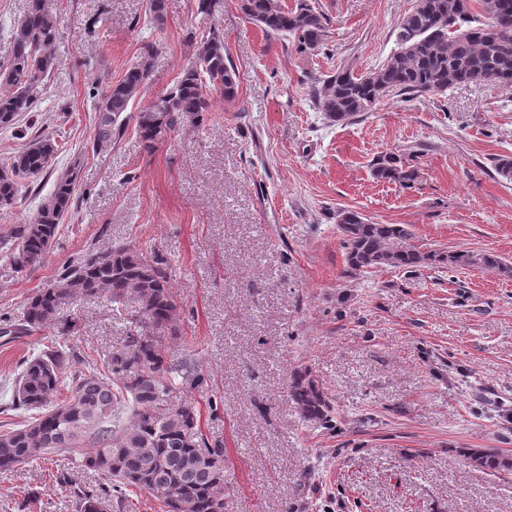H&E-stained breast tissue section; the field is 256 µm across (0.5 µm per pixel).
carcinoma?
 I'll return each mask as SVG.
<instances>
[{
    "label": "carcinoma",
    "instance_id": "1",
    "mask_svg": "<svg viewBox=\"0 0 512 512\" xmlns=\"http://www.w3.org/2000/svg\"><path fill=\"white\" fill-rule=\"evenodd\" d=\"M239 2L248 19L269 35L291 37L300 54L316 50L326 36V18L303 0L291 10L278 0ZM11 38L12 56L6 66L0 65V81L10 88L0 96L4 128L33 111L34 90L57 63L51 48L58 28L43 0H30ZM155 53L156 44H145L138 63L107 85L95 107L93 147L117 143L133 121L151 151L175 132L200 125L214 97L236 100L238 70L225 55L223 33L211 28L197 44L194 64L164 95L163 108L149 104L132 112L148 84ZM461 84L512 86V0H416L397 27L395 50L381 66L363 75L340 70L314 89V99L326 118L343 124L390 95L410 101L445 95ZM57 150L56 138L40 132L0 165V209L8 211L18 203L25 182H36ZM373 175L408 187L418 171L400 156L385 154L374 163ZM78 183L75 166L58 175L33 220L18 225L14 239L0 241V254L16 271L39 264L49 252ZM336 222L353 271L441 264L512 277V264L489 251L422 252L410 244L414 233L406 224L373 223L352 210L338 212ZM78 298L137 304L125 350L87 372L74 370L73 353L57 346L26 359L12 406L34 415L0 425V470L68 453L103 476L94 492L60 475V482L70 486L77 512H102V501L112 497L123 508L130 488L153 495L165 512H224V449L204 437L194 402L164 407L176 378L189 390L206 384L203 373L182 372L156 336L172 328L178 307L167 262L121 243L88 253L79 265L63 269L50 287L26 299L24 323L13 332L30 334L56 321L65 334L76 330L60 314ZM288 389L304 419L327 423L332 418L331 402L308 373L293 374ZM87 441L94 443V452L83 451ZM463 457L490 472L512 471V458L495 449H468Z\"/></svg>",
    "mask_w": 512,
    "mask_h": 512
}]
</instances>
